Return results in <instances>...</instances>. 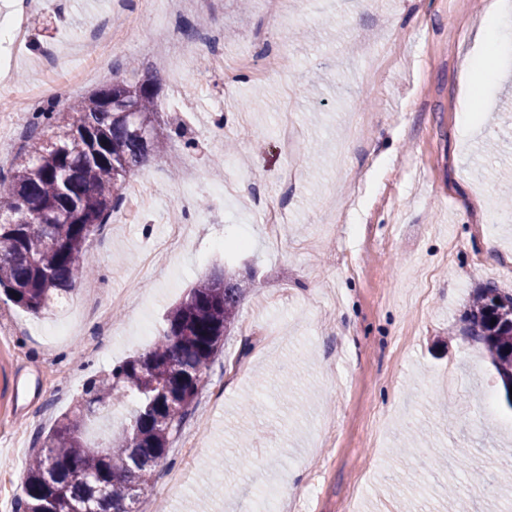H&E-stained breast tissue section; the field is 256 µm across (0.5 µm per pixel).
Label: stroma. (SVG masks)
Listing matches in <instances>:
<instances>
[{
    "label": "stroma",
    "mask_w": 512,
    "mask_h": 512,
    "mask_svg": "<svg viewBox=\"0 0 512 512\" xmlns=\"http://www.w3.org/2000/svg\"><path fill=\"white\" fill-rule=\"evenodd\" d=\"M460 2L286 0L275 16L262 0H209L224 23L218 96L209 56L182 61L177 89L153 72L154 0L28 9L20 46L0 44V156L13 160L28 122L17 99L48 87L63 111L135 73H155L170 137L130 181L143 197L134 219L117 209L92 238L70 336L48 343L53 307L35 315L0 295V322L19 324L0 335V505L24 481L17 458L32 459L86 380L143 352L188 289L223 269L257 286L140 512H245L270 483L280 512H448L452 489L469 512H512V407L464 322L480 289L512 294V73L479 88L485 121L466 128L462 62L488 0L466 15ZM103 26L112 37L96 40ZM297 27L309 38L285 41ZM49 51L54 68L37 72ZM250 51L268 55L263 73L236 65ZM105 54L111 70L86 80ZM218 169L248 190L212 191ZM280 207L273 248L263 219ZM168 224L191 225L189 239L142 268Z\"/></svg>",
    "instance_id": "1"
}]
</instances>
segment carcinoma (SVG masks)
I'll return each instance as SVG.
<instances>
[{"label":"carcinoma","instance_id":"cac0c4a2","mask_svg":"<svg viewBox=\"0 0 512 512\" xmlns=\"http://www.w3.org/2000/svg\"><path fill=\"white\" fill-rule=\"evenodd\" d=\"M120 82L142 131L108 107L106 84L69 107L77 115L71 124L52 109L35 113L21 137L20 163L0 168V291L19 308L38 313L85 277L87 243L122 205L129 178L164 149L169 132L158 118L155 78ZM253 287L225 271L199 280L167 312L150 349L90 378L28 465L24 512H139ZM465 321L512 406V294L482 289ZM128 398L133 408L120 433L90 446L89 418Z\"/></svg>","mask_w":512,"mask_h":512}]
</instances>
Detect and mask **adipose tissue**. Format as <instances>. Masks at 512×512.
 Here are the masks:
<instances>
[{"instance_id": "ef3b65f1", "label": "adipose tissue", "mask_w": 512, "mask_h": 512, "mask_svg": "<svg viewBox=\"0 0 512 512\" xmlns=\"http://www.w3.org/2000/svg\"><path fill=\"white\" fill-rule=\"evenodd\" d=\"M511 9L506 0H491L486 8L477 37L481 51L464 62V68L474 83H488L501 72L498 50L505 40L512 38V29L504 26L503 18Z\"/></svg>"}]
</instances>
